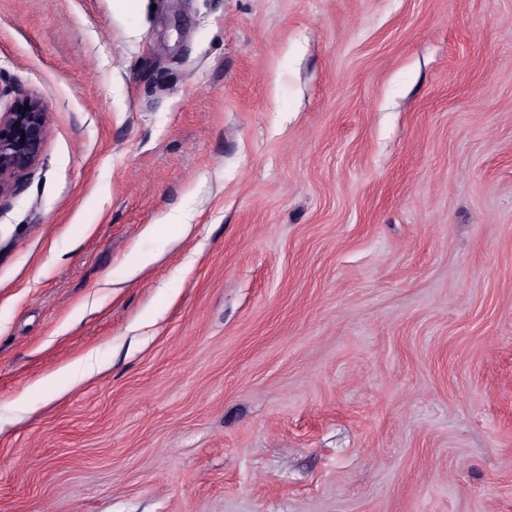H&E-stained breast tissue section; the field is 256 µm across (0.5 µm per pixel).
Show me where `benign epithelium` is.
Listing matches in <instances>:
<instances>
[{
    "label": "benign epithelium",
    "instance_id": "7a95c632",
    "mask_svg": "<svg viewBox=\"0 0 512 512\" xmlns=\"http://www.w3.org/2000/svg\"><path fill=\"white\" fill-rule=\"evenodd\" d=\"M49 132V110L37 98L17 100L0 117V200L12 197L38 162Z\"/></svg>",
    "mask_w": 512,
    "mask_h": 512
}]
</instances>
